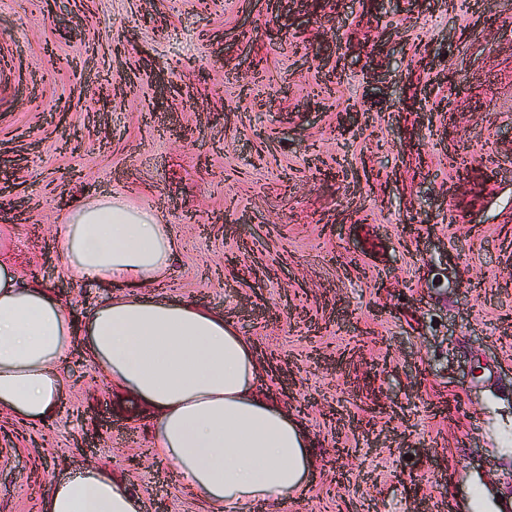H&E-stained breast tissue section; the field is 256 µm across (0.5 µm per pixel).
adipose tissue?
Instances as JSON below:
<instances>
[{
  "label": "adipose tissue",
  "mask_w": 512,
  "mask_h": 512,
  "mask_svg": "<svg viewBox=\"0 0 512 512\" xmlns=\"http://www.w3.org/2000/svg\"><path fill=\"white\" fill-rule=\"evenodd\" d=\"M176 250L170 225L126 202L75 206L61 253L73 278L126 287L84 320L41 284L0 267V411L30 423L58 413L74 350L138 401L156 454L214 512L268 506L300 489L309 435L265 396L252 342L223 314L158 295ZM110 469L56 475L43 512H143Z\"/></svg>",
  "instance_id": "adipose-tissue-1"
}]
</instances>
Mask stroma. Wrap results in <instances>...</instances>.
I'll use <instances>...</instances> for the list:
<instances>
[{"mask_svg": "<svg viewBox=\"0 0 512 512\" xmlns=\"http://www.w3.org/2000/svg\"><path fill=\"white\" fill-rule=\"evenodd\" d=\"M62 2L0 0V263L84 318L111 288H69L70 206L149 211L158 293L230 318L311 436L270 512H512V0ZM65 385L0 413V512L95 466L210 512L92 364Z\"/></svg>", "mask_w": 512, "mask_h": 512, "instance_id": "1", "label": "stroma"}]
</instances>
